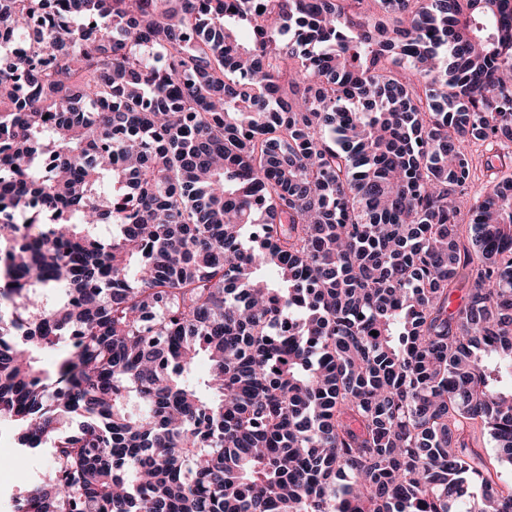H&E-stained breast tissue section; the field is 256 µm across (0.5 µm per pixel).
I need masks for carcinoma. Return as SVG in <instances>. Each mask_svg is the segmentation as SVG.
Segmentation results:
<instances>
[{
  "label": "carcinoma",
  "instance_id": "cac0c4a2",
  "mask_svg": "<svg viewBox=\"0 0 512 512\" xmlns=\"http://www.w3.org/2000/svg\"><path fill=\"white\" fill-rule=\"evenodd\" d=\"M509 142L512 0H0L15 512H512ZM484 178L481 176L479 172H477V177L472 179V182L469 184L468 189L465 191V193L460 197L459 199V209H460V224H463V234L464 236L467 235V224L469 223L470 215L468 213V210L470 208V205L473 203L474 198L477 197L481 192L483 188ZM19 432L10 421L0 419V512H14L15 500L39 484L53 467L47 451L21 448Z\"/></svg>",
  "mask_w": 512,
  "mask_h": 512
}]
</instances>
